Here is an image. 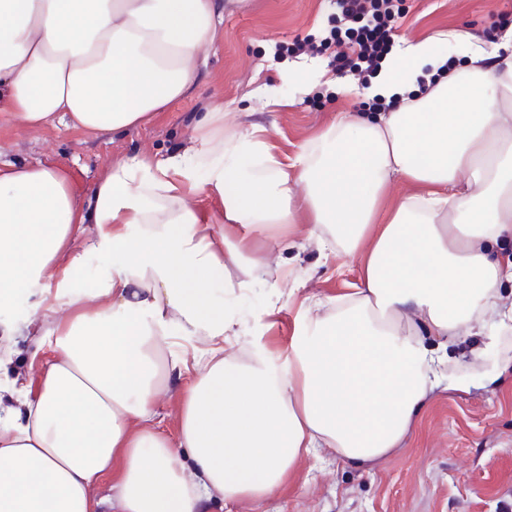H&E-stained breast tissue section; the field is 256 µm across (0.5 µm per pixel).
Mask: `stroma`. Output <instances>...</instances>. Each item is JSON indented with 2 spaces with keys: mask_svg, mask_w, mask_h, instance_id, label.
<instances>
[{
  "mask_svg": "<svg viewBox=\"0 0 512 512\" xmlns=\"http://www.w3.org/2000/svg\"><path fill=\"white\" fill-rule=\"evenodd\" d=\"M400 8L397 47L454 30L489 42L512 28V0H402ZM334 13L332 0H244L225 11L187 97L123 133L1 120L0 163L39 160L68 172L83 205L113 162L182 152L198 120L216 108L241 124H263L276 152L295 157L337 113L374 110L361 90L346 95L325 86L302 95L288 83L286 64L310 60L291 52L294 40L321 38ZM274 94L293 101L270 109L266 100ZM75 249L84 258L72 286L86 293L122 260L117 252L86 251L81 241ZM282 258L303 281L305 296L345 295L359 281L358 258H323L299 237ZM447 374L398 453L365 465L310 458L276 496L257 505L211 502L207 512H512V333L496 345L484 336L461 337L448 349Z\"/></svg>",
  "mask_w": 512,
  "mask_h": 512,
  "instance_id": "obj_1",
  "label": "stroma"
}]
</instances>
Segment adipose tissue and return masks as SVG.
<instances>
[{"label":"adipose tissue","mask_w":512,"mask_h":512,"mask_svg":"<svg viewBox=\"0 0 512 512\" xmlns=\"http://www.w3.org/2000/svg\"><path fill=\"white\" fill-rule=\"evenodd\" d=\"M225 2L0 0V112L127 131L196 86ZM444 42L467 68L408 99L423 68L444 64ZM368 94L390 110L340 113L292 160L262 125L206 113L183 153L113 163L84 206L63 170L0 167V310L37 297L0 335L37 333L47 351L38 388L0 380V512H203L265 500L324 449L380 461L439 387L441 349L512 330L500 290L512 259L494 252L512 242V39L426 37L387 59ZM399 179L414 192L383 204ZM299 224L319 254L361 256L358 285L302 298L284 272L273 286L299 303L289 339L270 343L276 323L261 319L232 349L234 301ZM84 236L123 255L90 294L69 286ZM170 389L172 438L154 425Z\"/></svg>","instance_id":"ef3b65f1"}]
</instances>
